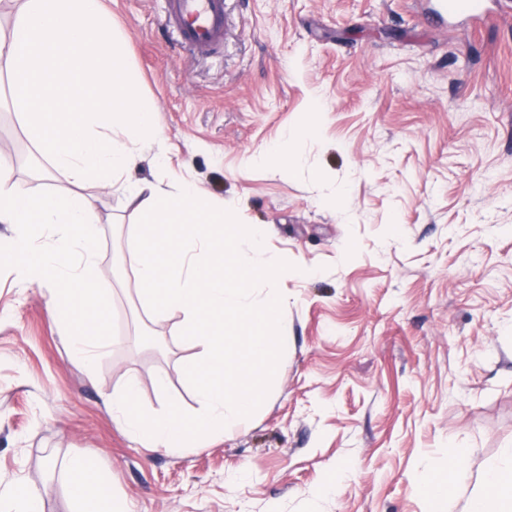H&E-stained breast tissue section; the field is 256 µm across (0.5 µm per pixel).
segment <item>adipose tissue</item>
Listing matches in <instances>:
<instances>
[{"label":"adipose tissue","mask_w":512,"mask_h":512,"mask_svg":"<svg viewBox=\"0 0 512 512\" xmlns=\"http://www.w3.org/2000/svg\"><path fill=\"white\" fill-rule=\"evenodd\" d=\"M502 455L503 464L481 475L470 494L466 512H512V448L503 449ZM466 478L467 470L455 452L448 456L446 475L424 476L420 493L428 502L429 512H446ZM67 490L73 512H126L112 494L110 477L85 458L69 460Z\"/></svg>","instance_id":"ef3b65f1"}]
</instances>
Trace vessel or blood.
Masks as SVG:
<instances>
[{"instance_id": "1", "label": "vessel or blood", "mask_w": 512, "mask_h": 512, "mask_svg": "<svg viewBox=\"0 0 512 512\" xmlns=\"http://www.w3.org/2000/svg\"><path fill=\"white\" fill-rule=\"evenodd\" d=\"M167 21L190 51L206 53L224 41V0H166Z\"/></svg>"}]
</instances>
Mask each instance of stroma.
<instances>
[{
	"label": "stroma",
	"instance_id": "1",
	"mask_svg": "<svg viewBox=\"0 0 512 512\" xmlns=\"http://www.w3.org/2000/svg\"><path fill=\"white\" fill-rule=\"evenodd\" d=\"M157 147L133 179H191L302 268L273 396L172 455L132 440L105 399L128 377L146 411L197 403L177 317L144 309L121 246L139 216L87 184L116 343L70 357L48 292L0 272V489L72 512L65 470L97 462L128 512H427L419 476L461 448L471 475L512 447V0L431 22L427 0H225L224 44L177 45L166 0H103ZM291 135L296 165L250 162ZM164 153L166 165L156 155ZM36 149L0 107V157L30 192Z\"/></svg>",
	"mask_w": 512,
	"mask_h": 512
}]
</instances>
